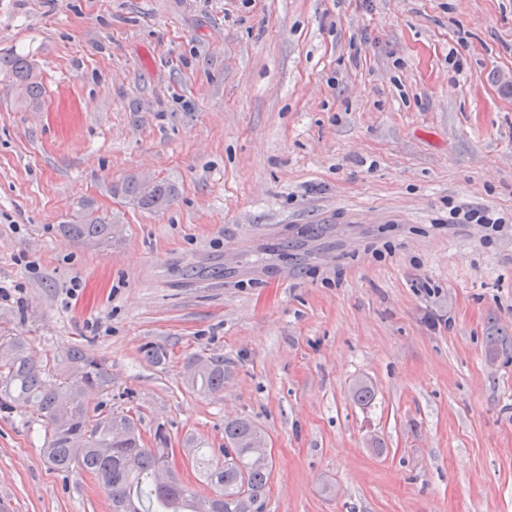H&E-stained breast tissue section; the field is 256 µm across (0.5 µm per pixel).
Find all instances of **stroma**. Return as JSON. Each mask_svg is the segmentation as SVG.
Here are the masks:
<instances>
[{
    "label": "stroma",
    "instance_id": "stroma-1",
    "mask_svg": "<svg viewBox=\"0 0 512 512\" xmlns=\"http://www.w3.org/2000/svg\"><path fill=\"white\" fill-rule=\"evenodd\" d=\"M0 332L35 360L85 345L107 410L270 451L264 512H512V0H0ZM173 185L165 210L112 187ZM114 218L112 243L58 226ZM167 346L162 365L145 343ZM219 357V395L186 359ZM367 382L374 397H351ZM0 411V512H110L93 475ZM0 76L8 82L9 90L21 89V93H17V102L34 105L39 101L42 84L34 63L27 55L17 54L13 50L1 51ZM463 220L466 224H482L484 228H491L495 232H499L508 223L505 217L486 210L468 211L463 214ZM188 390L205 395H218L224 391V361L209 357L190 356L187 359Z\"/></svg>",
    "mask_w": 512,
    "mask_h": 512
}]
</instances>
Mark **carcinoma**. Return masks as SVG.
<instances>
[{
	"instance_id": "cac0c4a2",
	"label": "carcinoma",
	"mask_w": 512,
	"mask_h": 512,
	"mask_svg": "<svg viewBox=\"0 0 512 512\" xmlns=\"http://www.w3.org/2000/svg\"><path fill=\"white\" fill-rule=\"evenodd\" d=\"M0 76L8 88L21 90L17 102L39 101L42 84L28 56L1 51ZM114 191L147 209L167 207L176 197L172 186L160 182L149 196H140L135 176ZM115 231L111 218L91 214L61 225L63 236L96 245L111 242ZM141 353L152 364L168 357L165 346L152 342ZM187 367L188 390L205 395L224 392V361L195 355L188 357ZM111 384L106 362L84 347L69 348L55 364L48 359L38 362L22 337L0 334V410L18 403L34 406L46 424V461L56 470L94 475L108 496L111 512H263L271 462L254 457L250 443L261 434L251 422L224 425V464L205 469V482L213 494L202 495L171 475L172 449L164 426L156 427L153 446L147 448L134 415L92 414L88 391L103 392Z\"/></svg>"
}]
</instances>
